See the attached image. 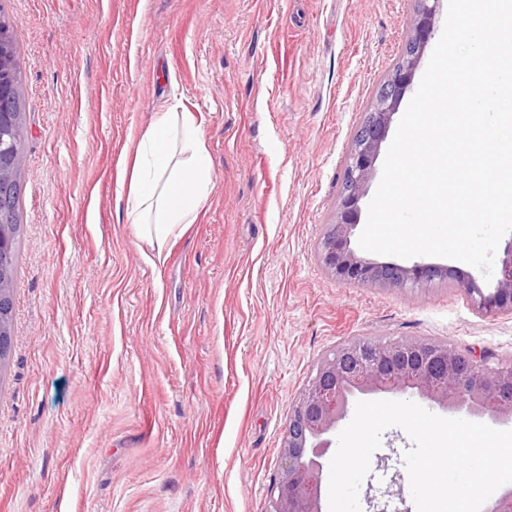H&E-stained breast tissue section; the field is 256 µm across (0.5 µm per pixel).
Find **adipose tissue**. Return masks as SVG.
<instances>
[{"label":"adipose tissue","instance_id":"1","mask_svg":"<svg viewBox=\"0 0 512 512\" xmlns=\"http://www.w3.org/2000/svg\"><path fill=\"white\" fill-rule=\"evenodd\" d=\"M121 190L129 223L154 258L163 259L169 240L197 220L213 190L212 162L199 127L174 112L155 113Z\"/></svg>","mask_w":512,"mask_h":512}]
</instances>
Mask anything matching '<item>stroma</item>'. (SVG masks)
<instances>
[{"mask_svg":"<svg viewBox=\"0 0 512 512\" xmlns=\"http://www.w3.org/2000/svg\"><path fill=\"white\" fill-rule=\"evenodd\" d=\"M26 139L0 512H270L294 403L354 338L512 363V313L453 280H336L321 242L417 0H7ZM214 189L156 260L117 190L154 113ZM386 429L361 512H416Z\"/></svg>","mask_w":512,"mask_h":512,"instance_id":"1","label":"stroma"}]
</instances>
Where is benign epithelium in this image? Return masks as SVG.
I'll return each mask as SVG.
<instances>
[{"label":"benign epithelium","mask_w":512,"mask_h":512,"mask_svg":"<svg viewBox=\"0 0 512 512\" xmlns=\"http://www.w3.org/2000/svg\"><path fill=\"white\" fill-rule=\"evenodd\" d=\"M413 35L400 61L378 92L373 111L355 133L336 203V221L328 225L320 251L321 263L346 283L375 282L401 288L408 282L450 278L462 283L478 310L512 311V242L497 272V286L486 294L477 282L450 267L378 263L351 248V235L360 221L359 203L374 175V165L387 137L393 115L410 88L421 52L434 35L436 4L418 0ZM12 158L0 141V214L7 209L13 182ZM13 281L7 260L0 261V324L11 314ZM487 355L454 346L429 347L418 338L389 342L350 340L326 355L308 387L292 407L281 448V475L270 512H320L321 459L330 448L328 435L345 416L351 399L378 391L411 389L450 412L512 416V373L495 374Z\"/></svg>","instance_id":"7a95c632"}]
</instances>
